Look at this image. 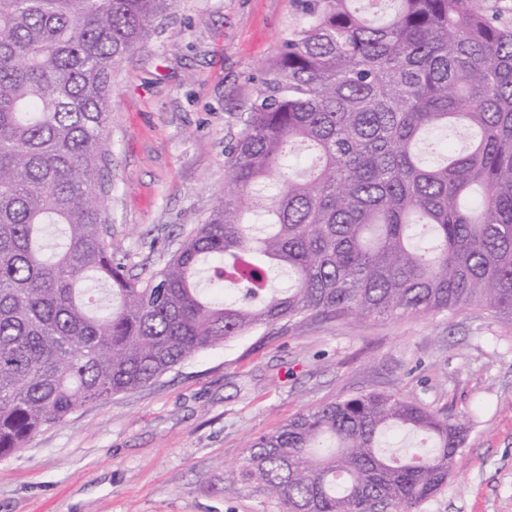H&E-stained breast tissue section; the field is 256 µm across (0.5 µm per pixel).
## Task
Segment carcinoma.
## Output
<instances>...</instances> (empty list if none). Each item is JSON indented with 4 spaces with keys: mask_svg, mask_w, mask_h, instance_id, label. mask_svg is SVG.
<instances>
[{
    "mask_svg": "<svg viewBox=\"0 0 512 512\" xmlns=\"http://www.w3.org/2000/svg\"><path fill=\"white\" fill-rule=\"evenodd\" d=\"M297 2L216 205L134 277L104 229L112 70L174 0H0L1 458L279 321H512V26L482 0ZM466 438L369 392L253 438L224 479L286 512H415Z\"/></svg>",
    "mask_w": 512,
    "mask_h": 512,
    "instance_id": "obj_1",
    "label": "carcinoma"
}]
</instances>
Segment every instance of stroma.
<instances>
[{
    "instance_id": "1",
    "label": "stroma",
    "mask_w": 512,
    "mask_h": 512,
    "mask_svg": "<svg viewBox=\"0 0 512 512\" xmlns=\"http://www.w3.org/2000/svg\"><path fill=\"white\" fill-rule=\"evenodd\" d=\"M300 23L294 0H176L112 74L108 240L132 276L159 270L209 215L224 147ZM369 391L468 430L419 512H512V325L472 306L387 320L281 321L94 402L0 458V512H285L224 478L247 441Z\"/></svg>"
}]
</instances>
